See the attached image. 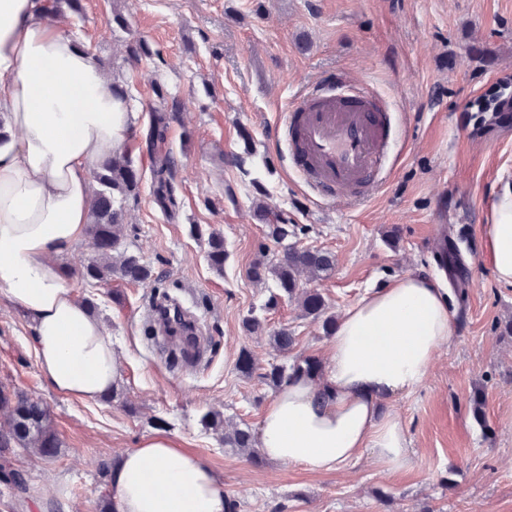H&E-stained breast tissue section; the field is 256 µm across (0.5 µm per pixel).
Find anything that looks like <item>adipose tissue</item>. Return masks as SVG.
Returning <instances> with one entry per match:
<instances>
[{"mask_svg": "<svg viewBox=\"0 0 512 512\" xmlns=\"http://www.w3.org/2000/svg\"><path fill=\"white\" fill-rule=\"evenodd\" d=\"M47 0H0V295L34 324L39 369L58 393L93 401L118 376L102 323L54 259L79 242L92 168L136 126L98 60L47 12ZM496 279L512 284V191L492 209L487 242ZM457 313L448 292L409 272L367 291L337 319L325 369L284 384L259 422L271 461L315 474L372 457L386 471L413 455L393 400L426 381ZM117 512H224V483L166 433L123 452L110 473Z\"/></svg>", "mask_w": 512, "mask_h": 512, "instance_id": "adipose-tissue-1", "label": "adipose tissue"}]
</instances>
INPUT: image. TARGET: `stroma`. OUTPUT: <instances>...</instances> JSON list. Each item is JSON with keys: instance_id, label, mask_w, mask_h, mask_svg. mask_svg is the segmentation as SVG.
Masks as SVG:
<instances>
[{"instance_id": "35a3bbf8", "label": "stroma", "mask_w": 512, "mask_h": 512, "mask_svg": "<svg viewBox=\"0 0 512 512\" xmlns=\"http://www.w3.org/2000/svg\"><path fill=\"white\" fill-rule=\"evenodd\" d=\"M64 30L89 49L108 77L124 80L137 112L132 157L150 160L142 141L155 104L154 83L183 104L167 145L177 159V218L154 204L149 183L126 207V222L144 260L165 279L89 286L81 276L93 252L81 240L57 262L79 299L112 338L120 379L115 395L82 402L51 390L38 368L33 327L23 311L0 300V385L42 399L62 442L40 458L16 450L25 493L0 484V512H99L111 497L102 464L163 432L199 455L224 479L238 512H512V341L500 327L512 318V285L500 283L486 255L491 211L512 187V118L468 112L498 79L512 76V0H82ZM125 26H117L114 15ZM138 38L153 54L126 60ZM337 73L368 80L405 120L392 146L393 169L373 196L318 205L290 175L272 143L284 108L309 81ZM253 139L249 175L227 164ZM302 226L297 247L336 257L329 276L302 278L328 310L341 314L370 288L419 271L449 289L457 332L426 382L394 402L412 441L411 465L387 472L372 459L314 474L295 464H253L205 429L202 415L224 414L226 428H257L274 390L260 375L297 358L326 359L329 339L297 302L267 307L270 289L248 269L260 249L277 251L256 217L257 202ZM224 236L228 258L212 270L191 225ZM466 267L465 298L450 271ZM180 299L203 324L206 360L186 369L171 362L142 327L151 296ZM261 319L264 333L242 321ZM288 328L294 349L281 354L270 331ZM251 352L258 370L236 363ZM484 392L485 423L471 414Z\"/></svg>"}]
</instances>
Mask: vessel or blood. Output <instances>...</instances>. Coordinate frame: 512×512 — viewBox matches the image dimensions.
Returning <instances> with one entry per match:
<instances>
[{
    "label": "vessel or blood",
    "instance_id": "vessel-or-blood-1",
    "mask_svg": "<svg viewBox=\"0 0 512 512\" xmlns=\"http://www.w3.org/2000/svg\"><path fill=\"white\" fill-rule=\"evenodd\" d=\"M390 114L366 83L344 77L298 92L277 135L288 167L328 204L379 189L391 171Z\"/></svg>",
    "mask_w": 512,
    "mask_h": 512
}]
</instances>
